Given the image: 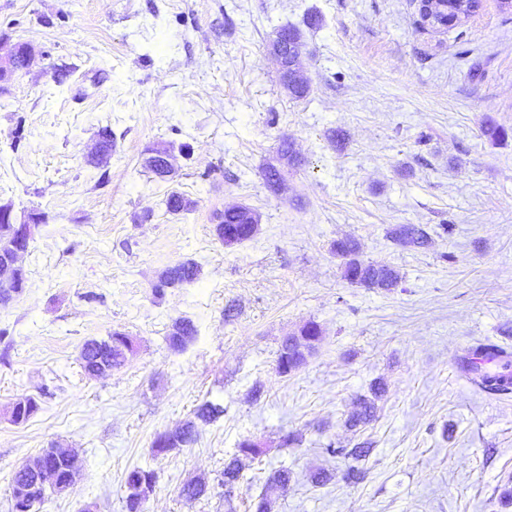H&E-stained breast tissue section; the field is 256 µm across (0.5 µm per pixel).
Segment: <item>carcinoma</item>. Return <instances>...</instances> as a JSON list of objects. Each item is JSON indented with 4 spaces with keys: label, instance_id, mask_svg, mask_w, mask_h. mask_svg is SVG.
Masks as SVG:
<instances>
[{
    "label": "carcinoma",
    "instance_id": "obj_1",
    "mask_svg": "<svg viewBox=\"0 0 512 512\" xmlns=\"http://www.w3.org/2000/svg\"><path fill=\"white\" fill-rule=\"evenodd\" d=\"M474 4L469 0L462 4L458 0H436L434 3L421 0L420 15L430 19L432 25H444L448 21L453 23L462 17L473 13ZM276 36L288 39L292 48L285 52L280 61V68L287 69L288 75H280L283 86L288 93L296 98L305 96L309 86L300 66L302 54V37L300 31L293 26L280 28ZM99 142L96 154L89 163L99 169L106 167L116 152L117 137L112 127L106 125L98 131ZM166 211L170 214H180L190 208V201L177 191L170 192L165 199ZM214 230L217 238L224 244L232 246L247 241V236L237 238L233 242L225 238V229L238 228L244 224H259V217L252 209L245 205L228 207L215 214ZM392 241L404 248L425 249L429 246L431 237L421 224H402L390 231ZM13 239L8 227L0 223V266L14 259L12 249ZM332 251L343 260L342 277L350 284L359 287L390 291L399 286V274L390 266L379 262H365L359 258L358 242L352 237L338 239L332 244ZM200 275V266L192 259L180 261L164 270L156 284L154 292L163 296L168 288H175L185 282L192 283ZM197 336V328L189 318H180L173 322L166 340L169 348L174 352L183 351ZM319 325L310 321L300 330L298 336H287L283 339L278 350L277 360L295 354L304 358L313 349L312 341L320 338ZM101 355L102 360L112 370H119L126 364V357L119 347L112 346L106 350L98 345V340H87L82 345V358ZM460 369L468 380L480 390L494 395H509L512 393V354L491 344H478L471 348L466 357L461 360ZM371 396L359 398L357 409L348 420L349 427L355 428L365 425L375 416V400L385 393V387L378 382L370 388ZM217 420L207 402H202L193 410V418L182 425L183 447L193 445L199 434V427L208 425ZM371 448L364 443L354 448L328 447L325 453L330 457L344 456L354 461H362L370 455ZM261 449L247 443L238 445L237 453L224 461L222 472V485L236 484L241 479L242 463L240 456L258 455ZM145 472V468L137 467L128 472L126 476L127 495L125 498L126 512H133L134 496L137 495V482ZM209 492L208 485L202 481H188L184 483L179 495L187 501L197 500Z\"/></svg>",
    "mask_w": 512,
    "mask_h": 512
}]
</instances>
